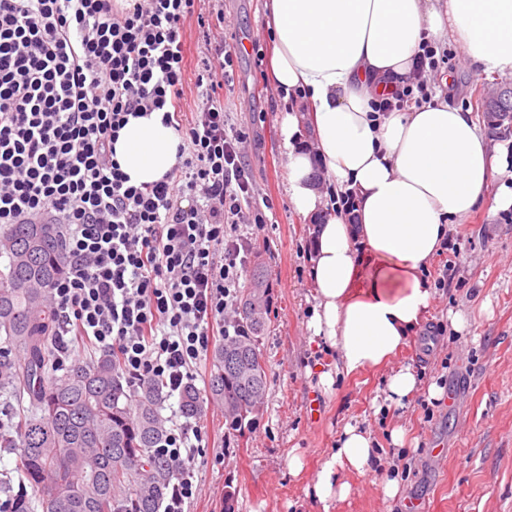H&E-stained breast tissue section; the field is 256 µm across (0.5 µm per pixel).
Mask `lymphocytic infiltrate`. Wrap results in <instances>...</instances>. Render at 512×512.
<instances>
[{"label":"lymphocytic infiltrate","mask_w":512,"mask_h":512,"mask_svg":"<svg viewBox=\"0 0 512 512\" xmlns=\"http://www.w3.org/2000/svg\"><path fill=\"white\" fill-rule=\"evenodd\" d=\"M190 20L202 47L192 73ZM235 55L223 10L207 0H0V229L65 230L67 269L50 288L58 369L86 339L111 351L131 386L153 381L179 394L214 332L236 331L243 229L268 219L245 162L250 128L224 110ZM448 61L423 39L416 84L373 110L428 98ZM155 110L180 138L178 162L132 186L113 144L129 117ZM202 439L187 425L166 430L157 452L177 471L163 512H186L195 497Z\"/></svg>","instance_id":"lymphocytic-infiltrate-1"}]
</instances>
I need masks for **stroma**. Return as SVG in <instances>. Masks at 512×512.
I'll list each match as a JSON object with an SVG mask.
<instances>
[{"label":"stroma","mask_w":512,"mask_h":512,"mask_svg":"<svg viewBox=\"0 0 512 512\" xmlns=\"http://www.w3.org/2000/svg\"><path fill=\"white\" fill-rule=\"evenodd\" d=\"M266 0H223L227 31L237 46L234 81L224 91L232 123L252 125L245 160L256 181V201L270 220L253 235L249 263L262 264L270 285V315L262 338L267 359L265 406L252 429L233 436L224 410L208 402L211 358H204L195 387L205 402L194 422L202 428L196 458L198 495L189 512H512V210L489 214L480 206L467 223L453 225L424 275L435 286L428 320L391 366L336 377L332 394L316 385V367L331 369L336 354L311 342L308 321L313 288L308 278L311 221L285 193L287 170L278 119L284 101L268 88L252 51L270 50ZM444 92L457 106L479 114L478 91L512 86L511 77L468 68L460 46ZM264 114L254 121V111ZM463 312L464 330L448 315ZM412 366L421 384L405 409L375 411L373 401L390 367ZM457 391L455 402L435 398L430 385ZM369 429L376 458L366 474L346 476L352 490L330 508L307 497L323 461L346 424ZM405 433L393 444V429ZM299 459L300 470L290 469ZM397 479L395 495L383 483ZM234 500H227V492Z\"/></svg>","instance_id":"1"}]
</instances>
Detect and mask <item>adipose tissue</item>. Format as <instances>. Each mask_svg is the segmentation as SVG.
I'll return each instance as SVG.
<instances>
[{
	"mask_svg": "<svg viewBox=\"0 0 512 512\" xmlns=\"http://www.w3.org/2000/svg\"><path fill=\"white\" fill-rule=\"evenodd\" d=\"M272 29L269 81L303 111L279 123L286 149L285 192L315 217L309 254L312 338L336 353L320 372L381 367L426 321L434 292L423 273L448 236L481 205L494 174L512 169V151L492 144L471 112L441 95L404 112L370 103L413 80L423 36L452 38L477 72L512 77V0H267ZM161 112L130 118L114 158L131 185L161 180L176 164L178 137ZM355 211L338 212L314 186V163ZM369 430L346 425L312 482L322 505L346 498L347 473L369 471Z\"/></svg>",
	"mask_w": 512,
	"mask_h": 512,
	"instance_id": "adipose-tissue-1",
	"label": "adipose tissue"
}]
</instances>
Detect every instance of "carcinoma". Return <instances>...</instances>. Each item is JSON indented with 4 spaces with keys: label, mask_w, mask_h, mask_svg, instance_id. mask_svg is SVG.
Returning a JSON list of instances; mask_svg holds the SVG:
<instances>
[{
    "label": "carcinoma",
    "mask_w": 512,
    "mask_h": 512,
    "mask_svg": "<svg viewBox=\"0 0 512 512\" xmlns=\"http://www.w3.org/2000/svg\"><path fill=\"white\" fill-rule=\"evenodd\" d=\"M489 127L512 134V88L480 103ZM63 235L57 224H11L0 230V336L14 357L0 358V393L12 398L13 434L20 443L13 472L34 497L17 495V512H160L174 465L155 452L164 437L157 383L131 391L102 353L52 372L51 335L56 314L49 289L65 271ZM269 282L256 267L238 307L242 336H226L212 353L210 399L236 411L225 421L230 434L256 423L267 392L265 330ZM250 367L241 374L239 368ZM202 408L193 387L180 395L188 416Z\"/></svg>",
    "instance_id": "obj_1"
}]
</instances>
